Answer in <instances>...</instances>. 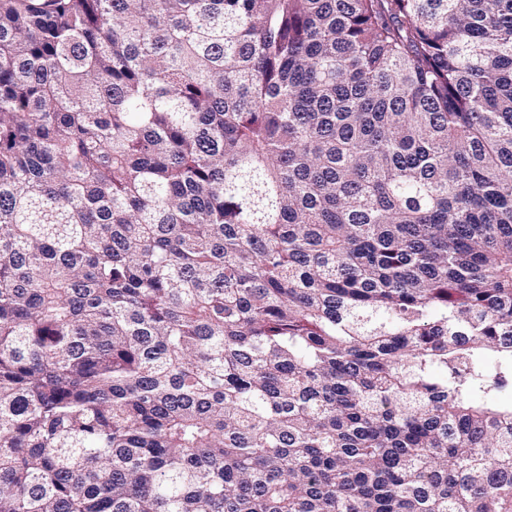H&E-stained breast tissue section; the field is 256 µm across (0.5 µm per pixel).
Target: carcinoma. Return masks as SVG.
<instances>
[{
	"mask_svg": "<svg viewBox=\"0 0 512 512\" xmlns=\"http://www.w3.org/2000/svg\"><path fill=\"white\" fill-rule=\"evenodd\" d=\"M507 387L512 0H0V512H512Z\"/></svg>",
	"mask_w": 512,
	"mask_h": 512,
	"instance_id": "obj_1",
	"label": "carcinoma"
}]
</instances>
